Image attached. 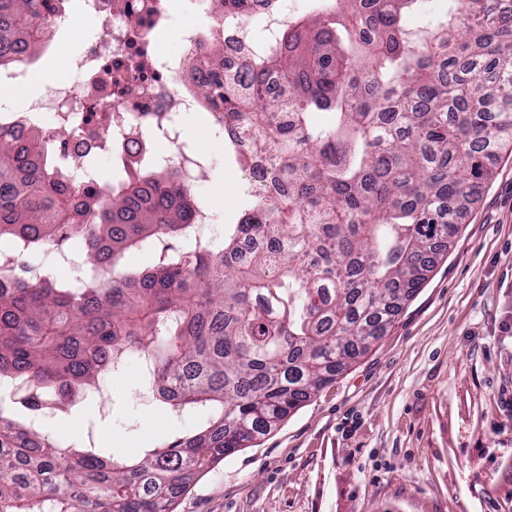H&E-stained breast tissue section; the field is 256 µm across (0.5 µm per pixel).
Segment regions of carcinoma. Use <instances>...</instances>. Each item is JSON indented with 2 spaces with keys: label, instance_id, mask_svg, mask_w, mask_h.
Here are the masks:
<instances>
[{
  "label": "carcinoma",
  "instance_id": "obj_1",
  "mask_svg": "<svg viewBox=\"0 0 512 512\" xmlns=\"http://www.w3.org/2000/svg\"><path fill=\"white\" fill-rule=\"evenodd\" d=\"M253 0H216L224 26ZM314 0L200 93L224 144L266 167L236 224L185 249L200 200L173 172L76 180L71 131L21 143L0 120V241L81 239V279L0 267V512H176L192 480L276 429L393 326L512 144V0ZM68 0H0V71ZM324 111L323 125L311 121ZM151 251L146 268L125 255ZM147 359L166 412L199 428L116 458L43 416L109 362ZM28 410L19 420L13 405Z\"/></svg>",
  "mask_w": 512,
  "mask_h": 512
}]
</instances>
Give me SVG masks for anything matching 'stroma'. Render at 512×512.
Instances as JSON below:
<instances>
[{
    "mask_svg": "<svg viewBox=\"0 0 512 512\" xmlns=\"http://www.w3.org/2000/svg\"><path fill=\"white\" fill-rule=\"evenodd\" d=\"M211 178L196 188L221 235L245 205L242 167L210 148ZM459 219L461 231L391 331L258 445L200 474L177 512H512V147ZM82 240L31 256L62 281L83 270ZM138 359L79 393L49 434L130 458L195 429L165 413L139 378Z\"/></svg>",
    "mask_w": 512,
    "mask_h": 512,
    "instance_id": "35a3bbf8",
    "label": "stroma"
}]
</instances>
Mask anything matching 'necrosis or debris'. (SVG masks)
I'll return each mask as SVG.
<instances>
[{"instance_id":"1","label":"necrosis or debris","mask_w":512,"mask_h":512,"mask_svg":"<svg viewBox=\"0 0 512 512\" xmlns=\"http://www.w3.org/2000/svg\"><path fill=\"white\" fill-rule=\"evenodd\" d=\"M186 4L208 25L202 32L179 33L181 48L172 54L156 42L157 33L172 25L167 0H81L83 12L98 20L106 37L73 58L70 77L29 104L25 122L14 126L17 138L25 139L29 128L47 120L57 127L76 125L68 148L76 175L86 152L108 142L123 155L156 138L178 146L180 117L208 108L196 88L193 60L208 43L221 42L226 61H235L236 46L252 34L244 25L225 27L213 0Z\"/></svg>"}]
</instances>
